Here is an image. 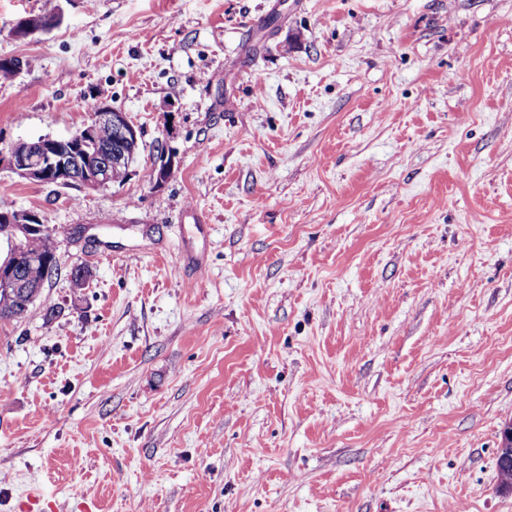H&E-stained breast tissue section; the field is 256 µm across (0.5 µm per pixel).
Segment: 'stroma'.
Here are the masks:
<instances>
[{"instance_id":"35a3bbf8","label":"stroma","mask_w":512,"mask_h":512,"mask_svg":"<svg viewBox=\"0 0 512 512\" xmlns=\"http://www.w3.org/2000/svg\"><path fill=\"white\" fill-rule=\"evenodd\" d=\"M0 58V150L99 99L143 143L0 170L59 258L0 322V512H512V0H0ZM62 14L60 11L50 16L30 15L19 20L12 29L15 37H26L35 33H48L60 24ZM99 126L108 127L98 129L100 141L95 138ZM111 136V142H101ZM140 136V129L126 112L98 103L90 121L68 137L44 135L1 149L0 167L6 162L16 175L37 183L107 189L112 182L120 184L127 179L125 169L112 168L130 167L133 149L135 157L140 151Z\"/></svg>"}]
</instances>
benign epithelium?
Listing matches in <instances>:
<instances>
[{
  "label": "benign epithelium",
  "mask_w": 512,
  "mask_h": 512,
  "mask_svg": "<svg viewBox=\"0 0 512 512\" xmlns=\"http://www.w3.org/2000/svg\"><path fill=\"white\" fill-rule=\"evenodd\" d=\"M61 12L48 16L30 15L19 20L12 29L16 37L48 33L60 24ZM106 126L112 131V141L103 143L95 138V130ZM141 136L140 129L126 113L100 103L90 115V121L65 138L50 135L18 141L0 151V166L5 164L19 177L42 184H79L91 189L112 186V169L128 167L133 149ZM175 163V154L161 155L153 172L154 185H162ZM14 227L15 238L7 261L0 265V288L9 292L29 288L31 284L14 273L20 244L35 233L48 231L40 216L31 210L15 209L3 214ZM502 463L512 466V422L504 426L503 442L499 448Z\"/></svg>",
  "instance_id": "1"
}]
</instances>
